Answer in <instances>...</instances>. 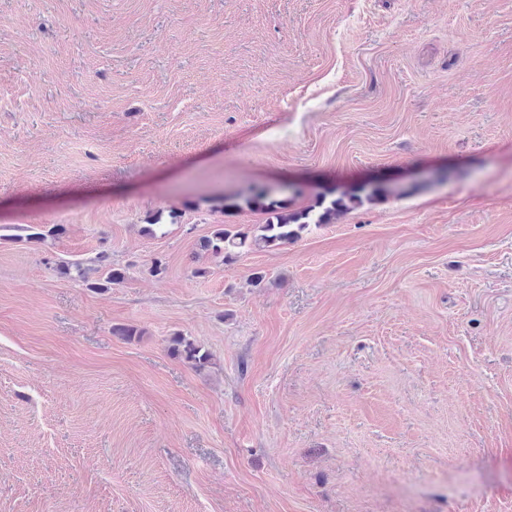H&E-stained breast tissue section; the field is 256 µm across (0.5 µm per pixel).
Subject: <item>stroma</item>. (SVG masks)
Returning a JSON list of instances; mask_svg holds the SVG:
<instances>
[{
	"label": "stroma",
	"mask_w": 512,
	"mask_h": 512,
	"mask_svg": "<svg viewBox=\"0 0 512 512\" xmlns=\"http://www.w3.org/2000/svg\"><path fill=\"white\" fill-rule=\"evenodd\" d=\"M0 512H512V0H0ZM384 192L379 185L370 189L368 185H352L339 192L325 189L317 192L308 205L298 208L288 198L277 197L262 185L250 187L247 193L224 194V198L217 200L224 213L246 207L264 214V224H217L210 236L201 241L200 249L221 258L224 264L234 263L248 252L294 243L311 225L333 224L347 211L374 201ZM169 351L196 371L204 370L212 363V354L208 350L181 334L170 339Z\"/></svg>",
	"instance_id": "1"
}]
</instances>
